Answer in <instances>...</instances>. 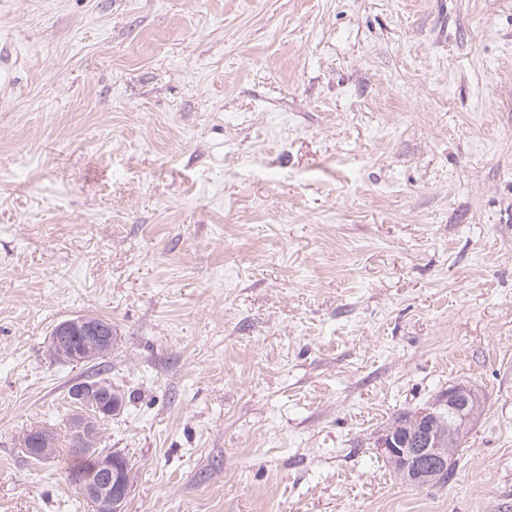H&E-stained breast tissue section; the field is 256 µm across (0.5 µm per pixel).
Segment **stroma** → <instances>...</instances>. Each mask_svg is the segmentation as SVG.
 <instances>
[{
  "label": "stroma",
  "mask_w": 512,
  "mask_h": 512,
  "mask_svg": "<svg viewBox=\"0 0 512 512\" xmlns=\"http://www.w3.org/2000/svg\"><path fill=\"white\" fill-rule=\"evenodd\" d=\"M99 379L125 512H512V0H0V512H89L18 438ZM73 326L82 329L85 348L96 351H88L86 353L87 358L84 354V348H78L68 341V335ZM114 341L115 336H112V326L109 322L93 316H81L78 319H68L58 323L48 338V346L50 351L59 355L65 363L82 364L87 359L86 363H93L107 356L108 353L106 352L112 351ZM50 351L47 349L48 355L52 359L58 360ZM473 397L474 392L465 387L448 390L447 404L444 402L445 400L447 401V396L443 402H440L442 396L437 398L435 403H440L434 407H438L434 418L416 424L411 413H404L397 416L387 429V432H393L404 438L410 435L413 439L419 435V433L423 436L431 432V436L436 443L439 444V448H442L444 453L447 454L448 462L439 452L437 444L432 447L431 440L427 443L425 441H419L417 444L422 446V448H400L401 446L398 440L391 434L388 437L385 436L381 438L377 442V452L385 459H392L393 461L387 462L404 480H406L405 475L401 473V465L402 470L407 475L408 482L412 484L422 485L432 478L439 469L444 470H440L429 485L448 482V478L455 468L454 457L468 432V426L472 422L471 420H465L463 417L468 418L466 411ZM440 404L446 405L448 409L439 407ZM448 412L458 415L457 419L448 420ZM424 457L430 458L432 462H434V465L431 467L422 465L420 461ZM396 460L400 462V465Z\"/></svg>",
  "instance_id": "1"
}]
</instances>
